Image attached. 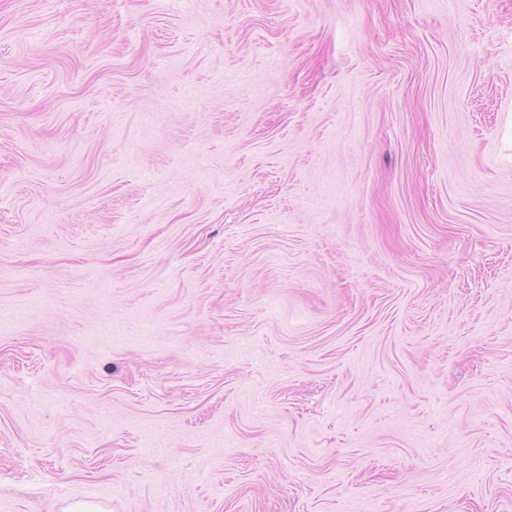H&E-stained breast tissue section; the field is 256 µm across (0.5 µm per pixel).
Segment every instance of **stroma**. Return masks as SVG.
<instances>
[{"mask_svg":"<svg viewBox=\"0 0 512 512\" xmlns=\"http://www.w3.org/2000/svg\"><path fill=\"white\" fill-rule=\"evenodd\" d=\"M512 512V0H0V512Z\"/></svg>","mask_w":512,"mask_h":512,"instance_id":"1","label":"stroma"}]
</instances>
